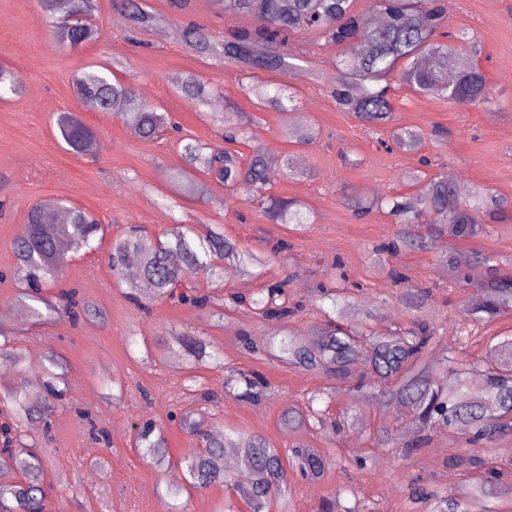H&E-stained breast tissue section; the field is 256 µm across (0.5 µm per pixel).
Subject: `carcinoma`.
Here are the masks:
<instances>
[{"mask_svg":"<svg viewBox=\"0 0 512 512\" xmlns=\"http://www.w3.org/2000/svg\"><path fill=\"white\" fill-rule=\"evenodd\" d=\"M226 14L247 15L265 20L261 28L241 29L219 44L197 26L178 30L180 40L194 51L224 60V64L241 72H292L298 65L292 62L290 37L307 33L326 45L342 48L336 64V74L330 82V92L336 103L353 112L361 121L377 126L389 121L393 112L391 90L394 83L407 85L415 94L446 99L460 106L487 102L490 85L479 63L476 46L446 43L447 34L441 29L448 16L440 0H373V8L383 21L370 25L356 7V0H216ZM44 19L59 42L72 47L93 42L98 37L93 23V0H41ZM122 7L133 29L152 25L155 16L147 12L138 0H122ZM177 89L190 99L206 102L212 91L201 85L193 75L177 82ZM243 93L255 104L268 107L283 116V133L289 141L308 146L318 138L313 125L296 127L293 115L299 108L294 92L280 85L252 82L241 84ZM19 82L16 73L0 66V98L16 94ZM72 93L81 103H90L100 112H110L127 120L128 125L143 139H153L174 127L172 118L137 97L129 84L112 79L106 67L81 70L72 78ZM244 122L233 111L224 113V141L238 142ZM57 128L68 150L76 156H93L97 151V134L74 113L62 112ZM392 142L403 152H417L425 142H436L435 133L419 129L396 128ZM185 167L177 179L193 194H203L205 184L196 178L200 174L216 180L239 197L259 193L268 182V165L264 151L254 146L248 161L237 152L215 150L193 138L182 146ZM414 193L389 195L372 201L349 197V207L357 216L373 209L388 210L396 229L388 243L375 250V258L402 249L428 251L446 238L448 252L444 261L448 279L460 290L469 289L464 275L457 270L454 246L474 238L483 231L485 221L512 212V198L496 195L482 186L471 187L467 198L459 196L448 174L426 177L419 172L406 175ZM266 214L273 224H291L302 231L312 223L310 210L298 200L270 199ZM162 246L155 245L141 227H130L112 241L109 267L119 280L125 279L130 255L140 257L139 278L127 282L128 298L142 306V289L150 290V299L192 303L199 307L222 306L207 295L191 296L181 290L185 276L195 267L213 272L224 271L220 262L229 261L243 273L259 280L265 275L268 258L251 250L241 249L224 235V225L217 224L204 235L180 221L163 232ZM104 239L100 222L88 211L71 207L62 209L55 200H43L29 209L21 233L13 242L17 269L25 286L17 301L31 317L38 320L69 314L78 318L90 315L89 306L67 296L68 304L61 308L42 293L45 285L61 280L67 256L60 249L66 241L70 249L92 252ZM473 261L487 269L481 287L469 293L462 315L457 319L459 341L469 343L471 326L492 323L512 310V272H502L503 261L476 252ZM406 313L412 319L381 336L369 327L356 323L344 325L326 320L319 336L309 339L293 331L288 323L298 313L291 290L284 282L266 284L253 300L256 314L272 323L263 352L288 367L309 373L327 372L344 383L351 370L364 361L370 368L369 384L374 386L372 398L381 405L405 404L413 411L411 422L423 428L436 426L457 431L466 439L473 453L461 454L450 461L452 468H476L478 476L455 491L448 493L413 483L410 498L424 504V512H497L492 501L512 492V486L500 485L503 469L512 468V448L503 444L512 438V338L496 343L487 358L466 365L452 354L442 355L441 364L430 357L436 354L438 330L414 318L425 308V296L411 290L400 295ZM185 355L202 366L212 355L200 337L179 341ZM44 368L47 380L43 388L58 396L57 384L62 374L55 372L58 363L47 359ZM482 377V392L477 398L468 392L469 375ZM265 387L260 378L231 372L224 379V394L253 395ZM335 392L326 388L307 398V414L295 415L297 427L313 429L324 424L326 410L319 403L331 404ZM17 419L16 447L10 459L16 465L20 480L0 486V512H45L43 487L44 464L32 451L36 444L25 442L21 427L34 424L37 418L48 416L46 398L36 396L26 385L16 386L7 394ZM187 429L199 436L203 449L187 455L183 462L190 486L205 487L222 482L224 455L228 449L237 451L245 460L249 490L247 506L251 512H262L272 496L288 497L285 465L296 466L312 480L323 477L329 456L304 442L288 449V463L282 454L262 437L237 432L227 435L223 430H203L191 420L184 421ZM135 444L158 466L169 462L167 439L162 427L147 424L137 430Z\"/></svg>","mask_w":512,"mask_h":512,"instance_id":"cac0c4a2","label":"carcinoma"}]
</instances>
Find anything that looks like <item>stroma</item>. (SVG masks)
<instances>
[{"instance_id": "1", "label": "stroma", "mask_w": 512, "mask_h": 512, "mask_svg": "<svg viewBox=\"0 0 512 512\" xmlns=\"http://www.w3.org/2000/svg\"><path fill=\"white\" fill-rule=\"evenodd\" d=\"M145 2L160 22L133 32L117 0H96L99 37L72 48L54 37L39 0H0V64L12 67L21 85L18 94L0 99V306L12 304L16 293L12 243L33 204L64 198L108 227L97 251L69 254L57 285L61 291L77 290L95 307L94 315L76 323L65 317L37 321L26 313L0 319V325L14 333L9 352L0 355V391L38 381L49 356H57L65 368L64 400L48 423L28 429L46 460L47 512H168L173 504L186 512H215L225 503L243 506L240 492L221 484L182 493L171 504L164 499L181 471L180 459L200 446L197 436L170 421L173 412L193 413L206 428H239L261 435L283 451L301 438L330 454L323 480L312 481L288 469L290 501L271 498L263 512H323L324 504L334 501L345 486L358 498L376 501L381 512H413L408 499L412 481L451 489L473 477V470L448 466L449 457L463 446L459 434L430 428L424 448L401 456L386 445L385 436L407 435L406 415L373 401H355L353 393L344 390L330 408L332 418L343 421L342 431L328 425L289 431L288 406L304 407L310 392L334 385L333 377L263 359L259 348L268 327L245 303L220 318L211 310L170 301L154 303L150 313L141 312L126 298L125 286L114 281L108 254L111 241L128 225H141L155 236L176 218L200 231L209 224L223 225L226 236L258 253L269 251L270 240L287 239L289 249L274 256L265 280L288 282L296 299L303 301L307 313L292 325L301 333L313 329L319 309H331V302L320 301L316 287L328 282L337 261L356 286L349 323L386 331L405 322L399 290L388 276L391 269H403L409 287L430 293L422 319L446 335L448 350H457V318L465 295L445 277L441 249L403 250L387 256L384 264L374 263L372 249L390 239L394 220L377 210L356 217L345 198L353 193L368 199L406 194V173L420 169L429 175L454 174L464 186L480 184L512 197V0H445L449 31L481 51L479 61L492 88L489 103L460 107L400 85L393 92L392 122L374 131L336 104L329 92L339 48L313 45L307 35L293 36V50L306 60L303 69L288 75L262 71L258 78L290 85L296 92L300 122L319 130L317 142L306 147L285 140L279 112L254 106L236 72L183 47L173 35L175 25L193 24L219 41L231 31L260 26V19L224 13L214 0H189L181 10L173 0ZM89 65L106 66L131 82L141 99L171 114L178 130L145 140L121 119L77 101L71 80ZM187 74L213 89L208 104L196 105L176 92V79ZM231 103L253 117L238 151L247 156L257 146L279 162L293 154L300 176L277 171L267 192L305 203L314 213L307 230L292 232L269 223L265 200L231 201L224 186L213 180L203 196H186L179 207H165V198L175 193L168 177L183 165L181 138L223 144L219 117ZM64 111L76 113L96 131L95 158L64 149L56 126ZM404 126L426 133L443 128L447 143L426 146L419 154L388 150L391 130ZM475 252L512 261V222L486 225L480 236L455 248L459 257ZM261 283L229 263L223 278L204 268L185 281L204 294L243 300ZM181 333L202 336L223 362L222 367L196 371L200 382L216 392L212 403L201 404L183 392L187 362L168 352ZM230 369L260 374L269 390L258 400L222 395ZM116 381L122 386L118 397L112 390ZM148 421L166 432L169 466L157 467L135 447L134 427ZM364 456L372 463L362 469L356 460Z\"/></svg>"}]
</instances>
